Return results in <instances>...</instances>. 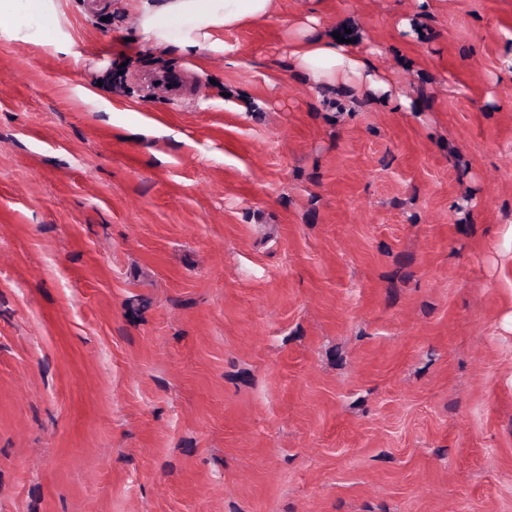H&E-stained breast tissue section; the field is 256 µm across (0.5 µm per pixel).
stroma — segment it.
<instances>
[{"label":"stroma","instance_id":"stroma-1","mask_svg":"<svg viewBox=\"0 0 512 512\" xmlns=\"http://www.w3.org/2000/svg\"><path fill=\"white\" fill-rule=\"evenodd\" d=\"M58 7L0 36V512H512V0ZM63 24L56 0H1L0 33L11 41L40 44L58 50ZM136 20L141 36L162 47L189 51L219 49L215 34L224 28L267 19L273 0H139ZM288 59L313 84H348L360 94L390 96V81L376 70V50L351 52L344 43L321 33V20L306 14L288 32Z\"/></svg>","mask_w":512,"mask_h":512}]
</instances>
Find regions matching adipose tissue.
<instances>
[{"mask_svg": "<svg viewBox=\"0 0 512 512\" xmlns=\"http://www.w3.org/2000/svg\"><path fill=\"white\" fill-rule=\"evenodd\" d=\"M273 0H141L137 30L162 47L189 51L218 48L216 33L267 19ZM64 32L57 0H0V34L9 40L60 48ZM288 58L312 83L341 82L361 94L388 95L390 81L375 66L372 52L354 53L321 32L312 13L288 33Z\"/></svg>", "mask_w": 512, "mask_h": 512, "instance_id": "obj_1", "label": "adipose tissue"}]
</instances>
